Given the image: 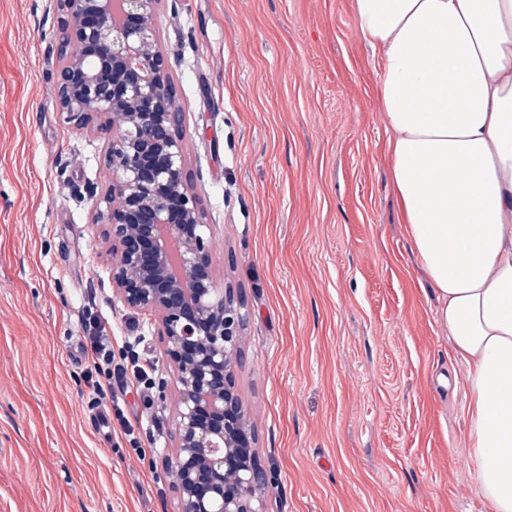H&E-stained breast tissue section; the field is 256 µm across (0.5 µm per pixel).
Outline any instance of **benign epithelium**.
Wrapping results in <instances>:
<instances>
[{
    "label": "benign epithelium",
    "instance_id": "benign-epithelium-1",
    "mask_svg": "<svg viewBox=\"0 0 512 512\" xmlns=\"http://www.w3.org/2000/svg\"><path fill=\"white\" fill-rule=\"evenodd\" d=\"M56 98L79 130L106 136L111 178L93 223L109 226L113 291L158 317L178 401V512H265V481L235 392L245 314L216 288L209 225L186 170L181 107L154 19L161 0H55Z\"/></svg>",
    "mask_w": 512,
    "mask_h": 512
}]
</instances>
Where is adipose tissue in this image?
<instances>
[{
	"label": "adipose tissue",
	"mask_w": 512,
	"mask_h": 512,
	"mask_svg": "<svg viewBox=\"0 0 512 512\" xmlns=\"http://www.w3.org/2000/svg\"><path fill=\"white\" fill-rule=\"evenodd\" d=\"M376 64L392 190L467 366V446L512 512V0H353Z\"/></svg>",
	"instance_id": "ef3b65f1"
}]
</instances>
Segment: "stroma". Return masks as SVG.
I'll use <instances>...</instances> for the list:
<instances>
[{"instance_id": "35a3bbf8", "label": "stroma", "mask_w": 512, "mask_h": 512, "mask_svg": "<svg viewBox=\"0 0 512 512\" xmlns=\"http://www.w3.org/2000/svg\"><path fill=\"white\" fill-rule=\"evenodd\" d=\"M53 0H0V512H177L176 391L158 323L112 292L107 142L56 102ZM213 276L246 319L236 391L266 512H492L469 389L391 187L352 0H163ZM94 308L154 365L99 428L69 346Z\"/></svg>"}]
</instances>
